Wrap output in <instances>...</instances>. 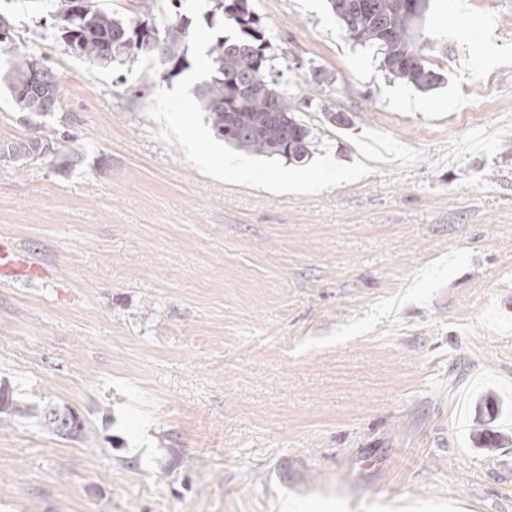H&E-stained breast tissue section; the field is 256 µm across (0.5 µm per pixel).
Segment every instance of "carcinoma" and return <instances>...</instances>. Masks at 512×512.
I'll use <instances>...</instances> for the list:
<instances>
[{
  "label": "carcinoma",
  "mask_w": 512,
  "mask_h": 512,
  "mask_svg": "<svg viewBox=\"0 0 512 512\" xmlns=\"http://www.w3.org/2000/svg\"><path fill=\"white\" fill-rule=\"evenodd\" d=\"M344 36L355 46L377 47L384 70L417 91H430L442 81L411 35L413 24L422 19L428 0H328ZM209 23L232 20L241 36H220L209 49L214 72L195 88V97L207 113L215 135L246 152L280 156L302 163L311 153L314 128L298 116L321 112L329 124L344 125L342 113L327 111L314 96L296 98L281 82L275 58L268 54L270 38L260 27L251 0H215ZM60 23L54 32L65 48L101 68L123 65L138 58L156 59L153 43L163 47L162 64L176 77L190 67V22L179 19L163 28L145 20L124 18L94 4V0H51ZM0 51L9 55L0 69V85L19 111L31 117L27 133L16 142L0 143V160L24 164L54 151L51 139L35 119L54 115L61 107L59 83L53 72L47 81L34 83L38 59L17 44L12 36ZM41 425L57 435L75 437L83 429L77 417L47 407L36 413Z\"/></svg>",
  "instance_id": "cac0c4a2"
}]
</instances>
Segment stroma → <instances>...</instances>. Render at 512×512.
I'll use <instances>...</instances> for the list:
<instances>
[{
    "label": "stroma",
    "instance_id": "stroma-1",
    "mask_svg": "<svg viewBox=\"0 0 512 512\" xmlns=\"http://www.w3.org/2000/svg\"><path fill=\"white\" fill-rule=\"evenodd\" d=\"M158 25L170 0H96ZM291 93L359 181L275 195L157 138L155 62L100 68L44 0H0L56 74L53 153L0 161V512H512V0H429L420 93L326 0H252ZM78 149L79 159L63 156ZM36 416L40 417V423L44 428L60 436L72 438L78 436L83 429V424L78 422L77 416L56 408H44L36 413Z\"/></svg>",
    "mask_w": 512,
    "mask_h": 512
}]
</instances>
